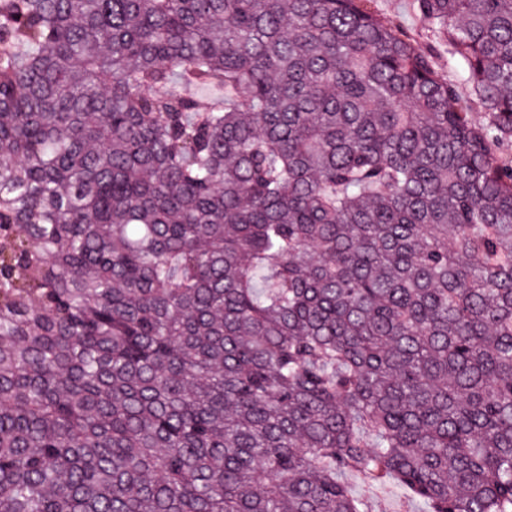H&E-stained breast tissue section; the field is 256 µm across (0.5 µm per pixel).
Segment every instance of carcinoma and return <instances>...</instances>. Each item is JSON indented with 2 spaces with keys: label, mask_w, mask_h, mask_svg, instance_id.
I'll list each match as a JSON object with an SVG mask.
<instances>
[{
  "label": "carcinoma",
  "mask_w": 512,
  "mask_h": 512,
  "mask_svg": "<svg viewBox=\"0 0 512 512\" xmlns=\"http://www.w3.org/2000/svg\"><path fill=\"white\" fill-rule=\"evenodd\" d=\"M364 2L0 0V512H512V0ZM369 8L382 21L396 25L426 46L431 43L415 9V0H369ZM345 479L354 495L368 500L370 512H423L425 510L422 502L412 500L397 484L373 487L355 475H347Z\"/></svg>",
  "instance_id": "obj_1"
}]
</instances>
